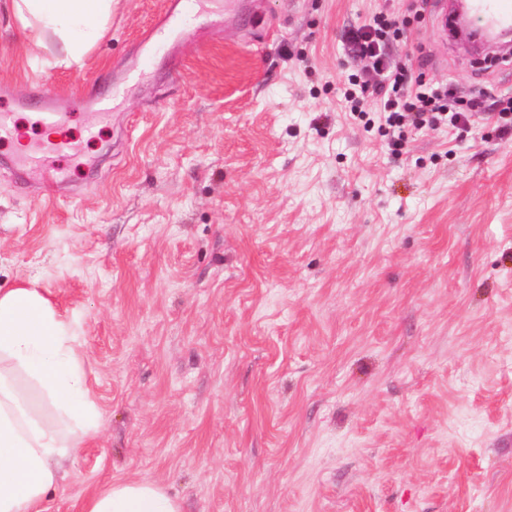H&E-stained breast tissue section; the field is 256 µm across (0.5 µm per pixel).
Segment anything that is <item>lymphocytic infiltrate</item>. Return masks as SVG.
<instances>
[{
  "instance_id": "1",
  "label": "lymphocytic infiltrate",
  "mask_w": 512,
  "mask_h": 512,
  "mask_svg": "<svg viewBox=\"0 0 512 512\" xmlns=\"http://www.w3.org/2000/svg\"><path fill=\"white\" fill-rule=\"evenodd\" d=\"M405 37L403 20L388 9H380L363 24L349 28L344 46L356 68L346 77V99L352 111L382 114L386 128L392 129L393 152L406 151L407 129H423L440 124L452 127L457 137L470 131L474 113H486L501 134H512V96L475 98L460 104L452 84L426 80L422 69L412 62H398L389 56L390 44Z\"/></svg>"
}]
</instances>
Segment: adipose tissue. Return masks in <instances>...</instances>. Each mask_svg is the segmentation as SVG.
Returning a JSON list of instances; mask_svg holds the SVG:
<instances>
[{
	"instance_id": "obj_1",
	"label": "adipose tissue",
	"mask_w": 512,
	"mask_h": 512,
	"mask_svg": "<svg viewBox=\"0 0 512 512\" xmlns=\"http://www.w3.org/2000/svg\"><path fill=\"white\" fill-rule=\"evenodd\" d=\"M113 0H10L34 48L53 40L80 62L107 31ZM74 322L40 289L0 287V512H43L77 448L100 431L102 414L87 378ZM84 512H182L163 487L114 481Z\"/></svg>"
}]
</instances>
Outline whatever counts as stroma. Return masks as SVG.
<instances>
[{"label": "stroma", "mask_w": 512, "mask_h": 512, "mask_svg": "<svg viewBox=\"0 0 512 512\" xmlns=\"http://www.w3.org/2000/svg\"><path fill=\"white\" fill-rule=\"evenodd\" d=\"M166 2L115 0L80 67L0 5V113L36 141L15 101L49 78L73 145L49 186L0 143V284L77 322L103 414L47 512L110 480L184 512H512V136L439 125L397 155L348 110L343 33L380 0H246L90 127L71 98L139 62ZM424 8L400 0L396 59L512 92V60Z\"/></svg>", "instance_id": "1"}]
</instances>
